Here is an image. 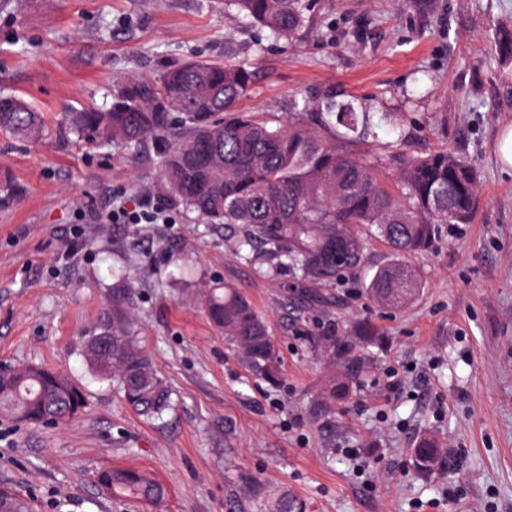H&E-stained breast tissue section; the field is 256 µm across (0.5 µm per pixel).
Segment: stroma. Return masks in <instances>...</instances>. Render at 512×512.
<instances>
[{
	"label": "stroma",
	"mask_w": 512,
	"mask_h": 512,
	"mask_svg": "<svg viewBox=\"0 0 512 512\" xmlns=\"http://www.w3.org/2000/svg\"><path fill=\"white\" fill-rule=\"evenodd\" d=\"M432 20L404 0H316L315 25L276 41L224 0H9L0 9V89L32 104L51 138L0 132V172L21 199L0 208V362L42 363L88 393L64 426L0 425V490L33 512H269L285 489L305 512H512V168L500 140L512 89L486 49L512 23V0H441ZM247 63L241 111L288 121L301 90L330 86L407 116L408 148L456 149L481 172L473 223L447 226L415 257L424 286L376 311L360 280L336 286L330 311L298 314L286 287L224 247L233 225L166 206V222L127 224L113 210L158 204L152 142L128 151L59 133L62 117L111 106L116 80H151L186 59ZM130 266L144 345L172 390L149 423L82 357L112 296L111 268ZM241 288L265 318L282 364L271 386L246 367L199 303L214 283ZM354 315L379 326L376 384L322 410L324 368L305 342ZM448 448L429 477L411 448L426 431ZM133 466L168 495L145 508L115 498L98 471Z\"/></svg>",
	"instance_id": "obj_1"
}]
</instances>
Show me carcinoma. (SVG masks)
I'll return each mask as SVG.
<instances>
[{
	"instance_id": "carcinoma-1",
	"label": "carcinoma",
	"mask_w": 512,
	"mask_h": 512,
	"mask_svg": "<svg viewBox=\"0 0 512 512\" xmlns=\"http://www.w3.org/2000/svg\"><path fill=\"white\" fill-rule=\"evenodd\" d=\"M251 24L276 38L292 39L312 23L310 0H224ZM416 16H434L440 0H408ZM489 51L499 71L512 70V26H496ZM251 71L243 64L189 59L165 69L156 84L134 76L120 80L115 102L105 110L65 114L61 129L92 143L133 150L146 140L160 156L161 194L197 212L209 224H236L243 231L230 247L243 260L270 271L288 270L293 289L329 307L326 287L366 266L367 242L387 245L390 260L377 268L365 292L380 307L398 309L420 293L422 279L411 258L429 251L444 224H470L480 202L477 168L448 147L429 152L403 149L407 132L394 115L386 122L394 140L369 147L376 137L373 107L333 87L309 90L292 102L288 123L237 111ZM0 129L25 141L49 131L32 105L0 90ZM16 187L0 180V207L18 202ZM207 317L240 358L268 384L282 371L265 320L247 296L226 284L202 294ZM129 288L112 289V303L90 331L84 359L91 372L115 384L139 416L158 419L171 392L135 329ZM371 321L329 329L309 339L326 375L321 401L334 407L371 386L358 350L380 347ZM87 401L64 372L25 365L0 379V418L30 427L81 417ZM427 474L448 460L432 432L411 452ZM106 492L153 506L166 487L145 472L111 468L97 474ZM0 512H32L30 500L0 490ZM269 512H305L304 503L279 490Z\"/></svg>"
}]
</instances>
